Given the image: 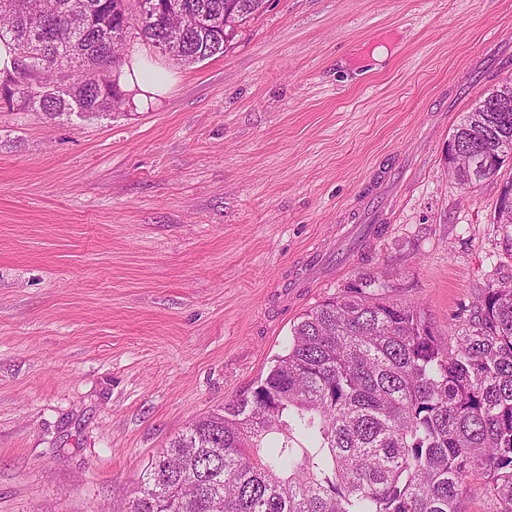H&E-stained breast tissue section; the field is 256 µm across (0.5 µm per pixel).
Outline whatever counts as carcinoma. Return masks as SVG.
Returning a JSON list of instances; mask_svg holds the SVG:
<instances>
[{"instance_id": "obj_1", "label": "carcinoma", "mask_w": 512, "mask_h": 512, "mask_svg": "<svg viewBox=\"0 0 512 512\" xmlns=\"http://www.w3.org/2000/svg\"><path fill=\"white\" fill-rule=\"evenodd\" d=\"M0 0V112L91 116L121 101L92 72L118 63L130 31L193 65L224 54L266 0ZM71 100L42 94L56 77ZM466 112L451 140L482 181L484 158L512 144V112ZM512 181L496 223L512 224ZM371 277L307 311L286 353L246 394L194 419L138 474L130 512H462L464 481H483L493 512H512V287L489 285L454 344Z\"/></svg>"}]
</instances>
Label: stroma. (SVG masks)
<instances>
[{
  "label": "stroma",
  "mask_w": 512,
  "mask_h": 512,
  "mask_svg": "<svg viewBox=\"0 0 512 512\" xmlns=\"http://www.w3.org/2000/svg\"><path fill=\"white\" fill-rule=\"evenodd\" d=\"M108 115L0 112V512H129L149 458L267 373L359 278L452 338L512 282V159L466 188L453 128L512 79V0H268ZM383 232L287 287L394 164Z\"/></svg>",
  "instance_id": "obj_1"
}]
</instances>
